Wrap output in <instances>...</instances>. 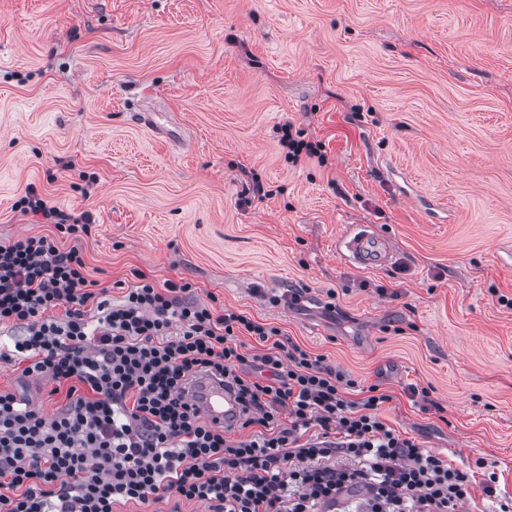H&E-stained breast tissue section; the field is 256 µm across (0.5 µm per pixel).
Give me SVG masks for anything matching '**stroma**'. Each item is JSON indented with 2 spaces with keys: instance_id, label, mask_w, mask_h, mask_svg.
<instances>
[{
  "instance_id": "obj_1",
  "label": "stroma",
  "mask_w": 512,
  "mask_h": 512,
  "mask_svg": "<svg viewBox=\"0 0 512 512\" xmlns=\"http://www.w3.org/2000/svg\"><path fill=\"white\" fill-rule=\"evenodd\" d=\"M288 121L322 157L288 163ZM30 186L93 215L112 300L137 270L191 283L512 496V0H0V239L53 234L13 208ZM350 224L392 263L346 264ZM1 390L66 402L3 363Z\"/></svg>"
}]
</instances>
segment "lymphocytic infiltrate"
<instances>
[{
    "label": "lymphocytic infiltrate",
    "instance_id": "lymphocytic-infiltrate-1",
    "mask_svg": "<svg viewBox=\"0 0 512 512\" xmlns=\"http://www.w3.org/2000/svg\"><path fill=\"white\" fill-rule=\"evenodd\" d=\"M15 207L57 234L0 241V325L18 331L0 362L66 388L68 402L48 416L0 392V512H318L354 488L360 512H465L469 472L390 427L379 386L360 388L278 328L189 300L187 282L140 272L120 303L98 298L79 250L56 242L89 234L91 215L32 187ZM242 332L265 352L244 353ZM200 373L236 392L245 437L186 398Z\"/></svg>",
    "mask_w": 512,
    "mask_h": 512
}]
</instances>
